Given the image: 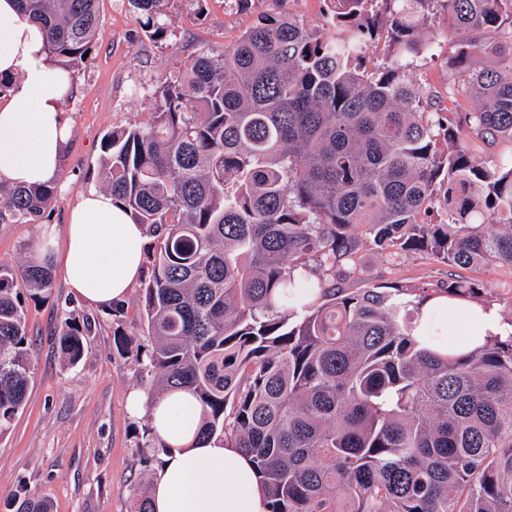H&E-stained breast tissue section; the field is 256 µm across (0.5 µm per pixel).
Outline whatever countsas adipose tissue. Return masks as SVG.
Returning a JSON list of instances; mask_svg holds the SVG:
<instances>
[{
	"label": "adipose tissue",
	"instance_id": "adipose-tissue-1",
	"mask_svg": "<svg viewBox=\"0 0 512 512\" xmlns=\"http://www.w3.org/2000/svg\"><path fill=\"white\" fill-rule=\"evenodd\" d=\"M0 77L14 79L0 103V184L62 183V159L72 136L64 105L72 85L49 53L40 27L22 16L15 0H0ZM62 242L56 255L71 294L86 304L109 308L125 300L143 274V225L132 223L109 192L95 188L72 205L64 228L43 226L32 250L43 261L46 244ZM455 312L468 325L469 346L512 334L498 306L435 296L420 306L413 339L441 351L445 315ZM129 415L148 414L168 448L153 482V512H269L266 491L250 456L219 442L198 444L201 411L187 393L148 398L140 389L126 399Z\"/></svg>",
	"mask_w": 512,
	"mask_h": 512
}]
</instances>
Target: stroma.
<instances>
[{
  "label": "stroma",
  "mask_w": 512,
  "mask_h": 512,
  "mask_svg": "<svg viewBox=\"0 0 512 512\" xmlns=\"http://www.w3.org/2000/svg\"><path fill=\"white\" fill-rule=\"evenodd\" d=\"M323 0H207L196 14L176 0L166 42L146 38L125 0H99L101 25L94 51L75 73L74 91L65 105L73 137L65 152L66 177L48 223L64 226L75 200L101 187L99 169L103 135L115 128L149 120V96L160 79L177 71L201 47L233 44L260 15H285L301 27L328 35ZM421 25L433 51L405 58L423 101L452 112H469L468 73L455 63L454 37L439 4H431ZM40 232L36 224H0V264L14 265L31 250ZM349 287L364 282L435 289L449 279L485 285L483 302L498 305L512 320V268L487 264L457 269L423 253L381 255L362 249ZM30 382L22 409L0 433V512L18 487L47 500L52 512H126L132 495L151 488L161 457L145 448L147 416H130V389L152 393L139 376L134 354L117 351L114 332L133 345H148L140 321L138 295L130 293L123 311L112 314L76 300L63 277H56L52 297L26 302ZM90 317L96 324L77 364L64 362L55 333L63 316Z\"/></svg>",
  "instance_id": "1"
}]
</instances>
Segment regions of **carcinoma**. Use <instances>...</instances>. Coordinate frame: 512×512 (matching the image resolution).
<instances>
[{
  "mask_svg": "<svg viewBox=\"0 0 512 512\" xmlns=\"http://www.w3.org/2000/svg\"><path fill=\"white\" fill-rule=\"evenodd\" d=\"M393 6L382 33L375 3ZM73 74L92 53L99 0H17ZM153 42L173 0H127ZM439 3L468 71L473 112L423 105L367 44L429 46ZM325 38L263 16L232 45L201 49L150 95L152 120L101 139L104 188L147 229L140 377L189 391L199 441L254 458L269 512H512V335L464 353L420 347L397 285L336 286L363 244L458 268H512V155L473 162L464 139H512V0H324ZM494 32L484 41L479 34ZM481 56L491 64L476 65ZM55 183L0 184V223L32 224ZM51 265H0V431L28 387L24 300H47ZM450 296L486 287L450 281ZM66 317L71 365L91 335ZM13 512H51L24 487ZM394 55L384 44V39L379 43H370L365 50V67L368 70H375L389 64Z\"/></svg>",
  "mask_w": 512,
  "mask_h": 512,
  "instance_id": "cac0c4a2",
  "label": "carcinoma"
}]
</instances>
